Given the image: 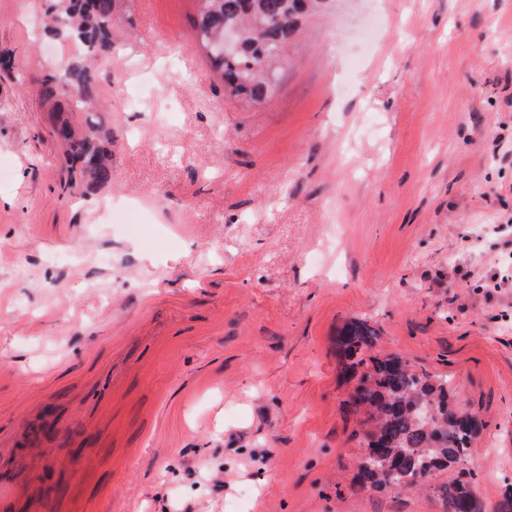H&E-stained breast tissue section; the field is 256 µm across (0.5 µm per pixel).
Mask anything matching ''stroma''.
<instances>
[{"mask_svg": "<svg viewBox=\"0 0 512 512\" xmlns=\"http://www.w3.org/2000/svg\"><path fill=\"white\" fill-rule=\"evenodd\" d=\"M0 0V512H440L351 489L335 336L453 379L512 484V0H327L261 103L195 0H119L94 63L112 180L63 193L44 74L81 52Z\"/></svg>", "mask_w": 512, "mask_h": 512, "instance_id": "obj_1", "label": "stroma"}]
</instances>
